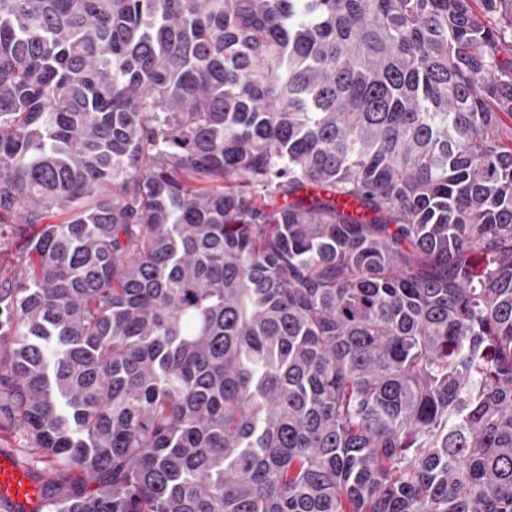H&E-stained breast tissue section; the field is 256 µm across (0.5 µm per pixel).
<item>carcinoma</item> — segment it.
Listing matches in <instances>:
<instances>
[{"label": "carcinoma", "instance_id": "cac0c4a2", "mask_svg": "<svg viewBox=\"0 0 512 512\" xmlns=\"http://www.w3.org/2000/svg\"><path fill=\"white\" fill-rule=\"evenodd\" d=\"M509 31L512 0H0L32 512H512Z\"/></svg>", "mask_w": 512, "mask_h": 512}]
</instances>
